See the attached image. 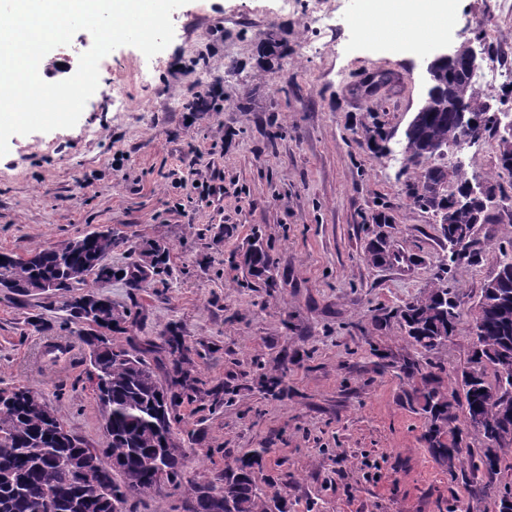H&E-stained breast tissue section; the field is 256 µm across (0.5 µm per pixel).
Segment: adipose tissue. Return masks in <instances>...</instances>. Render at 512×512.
Wrapping results in <instances>:
<instances>
[{
  "instance_id": "1",
  "label": "adipose tissue",
  "mask_w": 512,
  "mask_h": 512,
  "mask_svg": "<svg viewBox=\"0 0 512 512\" xmlns=\"http://www.w3.org/2000/svg\"><path fill=\"white\" fill-rule=\"evenodd\" d=\"M359 16L362 27L371 29L386 21L406 18L417 31L439 37L445 34L453 16L450 0H364Z\"/></svg>"
}]
</instances>
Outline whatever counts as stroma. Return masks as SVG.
<instances>
[{
    "label": "stroma",
    "instance_id": "1",
    "mask_svg": "<svg viewBox=\"0 0 512 512\" xmlns=\"http://www.w3.org/2000/svg\"><path fill=\"white\" fill-rule=\"evenodd\" d=\"M363 0H188L174 38L146 57L121 46L99 63V83L70 129L15 135L0 157V251L29 253L99 226L116 244L113 268L149 266L146 287L97 283L129 312L115 344L161 346L172 330L190 348L193 391L173 423L182 479L162 495L129 498L123 512H192L194 483L214 482L265 449L258 484L285 512H497L474 496L422 440L426 419L408 400L404 358L458 387L475 338L461 330L437 350L407 347L397 321L375 318L423 294L448 251L433 212L403 192L404 131L430 87L432 52L480 38L483 68L512 64V14L495 0H455L446 36L396 48L360 29ZM93 44L84 30L52 50L43 79L62 81ZM219 93L193 112L191 96ZM387 139L392 154L377 148ZM466 176L512 196V173L487 136L461 155ZM221 177L224 196L201 203L174 187ZM475 227L477 264L452 270L464 320L496 276L512 223L494 206ZM385 238L390 259L367 244ZM261 240L270 277L234 270ZM56 304L0 296V387L42 393L67 429L105 444L89 364ZM52 326L35 330L33 320ZM74 342L67 367L49 365L47 338ZM283 374L276 391L264 382Z\"/></svg>",
    "mask_w": 512,
    "mask_h": 512
}]
</instances>
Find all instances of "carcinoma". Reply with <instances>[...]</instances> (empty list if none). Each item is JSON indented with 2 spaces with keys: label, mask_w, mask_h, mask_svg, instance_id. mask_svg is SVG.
I'll list each match as a JSON object with an SVG mask.
<instances>
[{
  "label": "carcinoma",
  "mask_w": 512,
  "mask_h": 512,
  "mask_svg": "<svg viewBox=\"0 0 512 512\" xmlns=\"http://www.w3.org/2000/svg\"><path fill=\"white\" fill-rule=\"evenodd\" d=\"M442 83L454 87L456 102L433 101L405 133L420 148L403 167L406 183L413 188L406 197L434 213L448 197L440 198L435 192L445 174L440 166L427 162L428 154L440 143H458L470 135L461 123V113L481 117L491 111L463 60L443 70ZM446 241L450 250L441 260L432 289L376 318L378 323L397 319L407 342L425 352L437 349V340L455 335L461 325L458 293L448 286V266L472 264L483 250L476 238L453 250L451 229ZM113 246L112 231L107 229L26 255L0 252L1 290L17 297L42 294L57 299L64 321L78 326L86 360L99 379L97 398L106 438L104 447L90 446L67 429L36 390L25 386L0 389V512H109L107 502L113 497L126 501L141 494L160 495L166 485L178 484L184 452L174 442L171 411L175 389L192 388L181 370L189 348L174 332L164 337L174 356V374L164 384L145 359L144 349L112 344V331L126 322L127 315L114 312L108 296L88 289V279L101 282L96 269ZM244 265L252 275L271 272L270 258L260 245L251 246ZM118 274L135 288L147 282L140 265L121 268ZM45 286L53 292L42 293ZM86 301L98 308L91 324L79 314ZM479 320V327H471L479 333L470 358V369L480 372L479 382L470 380L465 371L459 389L450 392L438 374L422 373L415 360L404 361L401 371L409 379L419 375L424 381L419 395L427 419L422 440L438 461L448 464L449 471H455V463H464L461 439H447L457 421V407H464V419L476 411L495 427L496 444H485L478 459H470V468L478 472L473 494L485 496L501 473V452L512 446V398L490 402L481 397L478 388L499 381L491 353L503 352L512 359V271L499 277L496 295L481 304ZM51 418L58 422L62 434L50 433ZM266 452L262 448L238 459L236 467L225 472L220 489L209 483L196 484L194 512H284L279 497L264 496L258 487L256 466ZM159 462L168 469L164 481L157 477Z\"/></svg>",
  "instance_id": "1"
}]
</instances>
